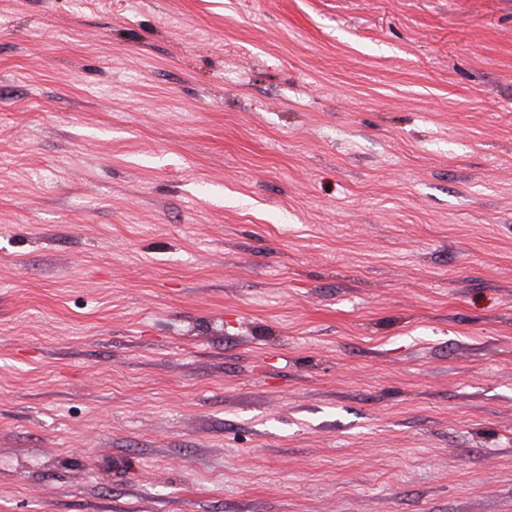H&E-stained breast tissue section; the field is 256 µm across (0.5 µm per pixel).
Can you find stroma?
<instances>
[{"instance_id":"1","label":"stroma","mask_w":512,"mask_h":512,"mask_svg":"<svg viewBox=\"0 0 512 512\" xmlns=\"http://www.w3.org/2000/svg\"><path fill=\"white\" fill-rule=\"evenodd\" d=\"M0 512H512V0H0Z\"/></svg>"}]
</instances>
